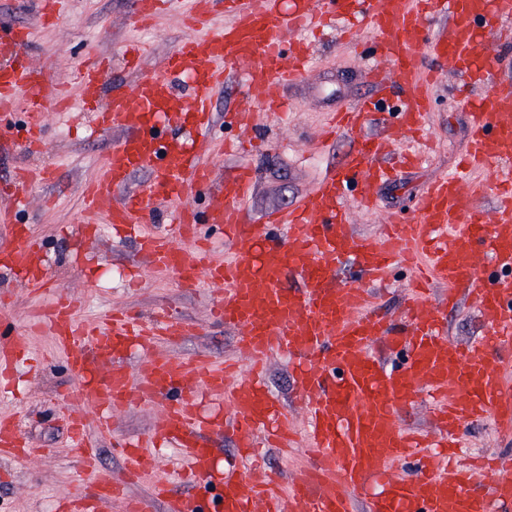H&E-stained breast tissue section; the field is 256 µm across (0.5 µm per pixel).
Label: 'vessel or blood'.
Instances as JSON below:
<instances>
[{"label":"vessel or blood","instance_id":"obj_1","mask_svg":"<svg viewBox=\"0 0 512 512\" xmlns=\"http://www.w3.org/2000/svg\"><path fill=\"white\" fill-rule=\"evenodd\" d=\"M179 2L133 0L132 20L146 22L180 8ZM187 2L181 10L191 32L158 72L140 70V45L126 48L125 64L136 75L131 91L111 92L99 107L103 64L80 71L94 132L117 130L122 138L84 191L76 243L84 245L99 224H109L134 235L151 266L175 273L183 286H213V317L236 332V356L187 361L171 354L169 345L191 326L163 312L146 320L129 311L81 320L76 302L49 275L35 225L18 221L29 187L53 183L54 169L22 168L0 181V198L8 202L0 227L10 235L9 245L0 246V273L51 296L40 323L54 333L77 379L64 402L90 482L69 496L66 512H97L103 501L119 504L120 512H152L157 502L164 512H354L358 499L366 512H512V461L491 459L470 469L454 452L459 431L488 415L498 434H512V385L503 376L512 366V89L493 87L502 62L498 52L480 48L487 31L512 25V0ZM218 9L231 21L214 28L210 19ZM431 17L448 19V28L431 32ZM363 24L376 46L368 71L374 92L332 112L323 133L327 139L353 133L356 141L296 204L267 213L261 226L245 223L254 169L242 165L222 182L213 180V102L226 68L242 69L244 95L225 122L244 137L258 113L284 112L280 88L308 73L309 31L338 26L352 33ZM30 43L28 27L0 20V130L18 126L28 150L37 152L44 146V113L67 111L68 101L30 60ZM422 50L434 61L426 71L415 63ZM447 72L464 84L490 87L469 104L467 161L427 188L417 219L391 212L383 218L385 233L358 235L347 200L373 206L375 186L397 167L421 162L420 153L400 151L397 137L423 131L426 88ZM180 81L187 91L175 92ZM387 114L393 130L371 133ZM484 163L498 171L489 185L472 177ZM143 170L146 182L127 191ZM196 189L213 194L207 222L222 231L230 259L216 262L184 248L200 240L196 213L186 204ZM488 195L495 205L487 211L479 202ZM158 198L175 205L173 235L150 228ZM420 254L448 297L436 302L427 288L414 286L402 304L409 325L399 330L378 311L374 289ZM461 300L484 325L481 336L466 343L447 336L448 311ZM379 346L404 356V363H386L375 354ZM26 348L23 335L0 337V394L9 389L12 360ZM136 351L145 361L134 372L126 360ZM275 353L293 363L295 398L309 423L306 465L285 482L274 474L246 475L236 465L216 470L215 443L227 434L255 464L257 435L290 446L288 413L264 377ZM419 398L430 406L427 431L400 419L401 407ZM155 402L163 413L152 436L114 441L126 479L113 480L85 436L80 407L92 406L99 435L111 438L116 411ZM160 439L181 449L192 488L156 477L151 449ZM3 453L23 464L39 456L20 444L14 419L0 415ZM410 458L415 471L398 475V464ZM146 479L148 496L128 495L127 483Z\"/></svg>","mask_w":512,"mask_h":512}]
</instances>
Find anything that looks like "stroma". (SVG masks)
I'll return each mask as SVG.
<instances>
[{
  "mask_svg": "<svg viewBox=\"0 0 512 512\" xmlns=\"http://www.w3.org/2000/svg\"><path fill=\"white\" fill-rule=\"evenodd\" d=\"M131 9L132 0H67L56 24L45 27L38 20L33 0H0V19L23 23L33 30V61L47 67L52 82L65 84L69 93H76L77 69L91 54L110 58L109 83L129 90L134 77L120 61L125 43L140 41L148 45L142 67L151 71L187 35L173 15L158 18L153 26L137 27L131 20ZM371 40L370 30L365 29L355 45L336 36L316 43L314 63L307 76L282 90L290 107L287 120L261 128L264 150L227 154L218 161L217 173L221 176L243 164L256 171L255 189L245 212L247 223H258L266 211L287 207L312 190L351 148L350 136L322 143L318 133L330 112L370 95L366 73ZM430 93L433 109L426 116V135L432 149L426 162L376 187L377 209H353L357 233L379 234L380 216L390 211L414 217L425 186L453 170L466 153L468 99L485 95V88L474 87L469 94H462L459 78L447 75L431 86ZM88 120V114L78 105L69 112L47 113L45 137L49 149L45 154H30L19 148L0 158V177L9 176L19 164L57 170L56 183L30 187V207L21 217L22 222L36 226L52 276L81 305L87 318H97L113 308H128L144 316L163 308L195 327L191 335L173 346L174 354L235 355L231 331L212 322L209 288H182L176 275L148 269L142 270L138 287H130L124 279L114 288H101V281L111 273L126 272L139 263L134 246L117 240L110 226L100 225L99 236L90 247L94 263L76 264L70 240L61 236L60 230L77 224L82 191L97 175L113 140L109 134L85 137L83 127ZM46 302V297L31 295L0 274V321L9 330H21L31 313ZM28 342L29 354L19 363L18 376L30 398L19 407L11 397H0V412H16L24 437L45 448L47 454L26 468L0 458V512H55L58 494L85 481L61 412L62 399L72 384L65 357L48 331L35 332ZM461 448L464 457L474 459L499 453L512 455V437L498 435L492 421L487 420L465 430Z\"/></svg>",
  "mask_w": 512,
  "mask_h": 512,
  "instance_id": "35a3bbf8",
  "label": "stroma"
}]
</instances>
